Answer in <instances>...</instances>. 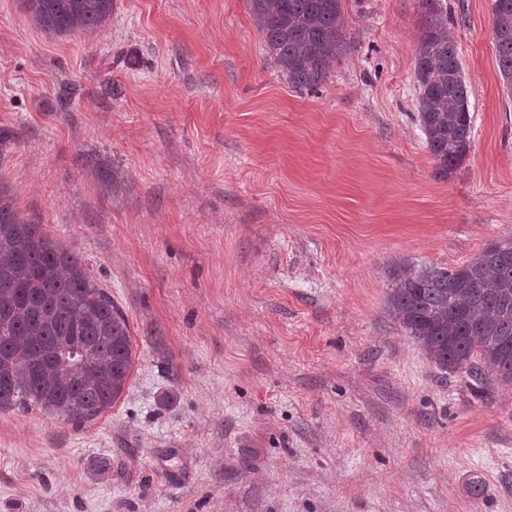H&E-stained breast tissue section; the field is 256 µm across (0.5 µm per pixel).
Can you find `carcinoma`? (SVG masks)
Returning a JSON list of instances; mask_svg holds the SVG:
<instances>
[{"label": "carcinoma", "mask_w": 512, "mask_h": 512, "mask_svg": "<svg viewBox=\"0 0 512 512\" xmlns=\"http://www.w3.org/2000/svg\"><path fill=\"white\" fill-rule=\"evenodd\" d=\"M257 30L288 84L315 90L348 47L342 0H249ZM48 37L93 33L114 0H24ZM439 21L421 30L414 76L418 122L437 174L471 148L469 89L441 0H421ZM492 39L512 97V0H493ZM389 304L440 370L512 381V240L489 244L452 270L409 263L393 272ZM132 361L128 322L83 259L21 214L0 189V411L36 407L81 425L112 408Z\"/></svg>", "instance_id": "1"}]
</instances>
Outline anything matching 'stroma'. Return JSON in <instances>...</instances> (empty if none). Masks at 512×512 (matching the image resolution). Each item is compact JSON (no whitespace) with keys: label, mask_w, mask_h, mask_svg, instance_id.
<instances>
[{"label":"stroma","mask_w":512,"mask_h":512,"mask_svg":"<svg viewBox=\"0 0 512 512\" xmlns=\"http://www.w3.org/2000/svg\"><path fill=\"white\" fill-rule=\"evenodd\" d=\"M447 3L473 132L444 179L421 0H343L350 49L312 92L248 0H115L54 41L0 0V127L24 134L0 183L133 343L96 420L0 412V512H512V383L439 370L386 307L395 262L512 239L492 2Z\"/></svg>","instance_id":"1"}]
</instances>
